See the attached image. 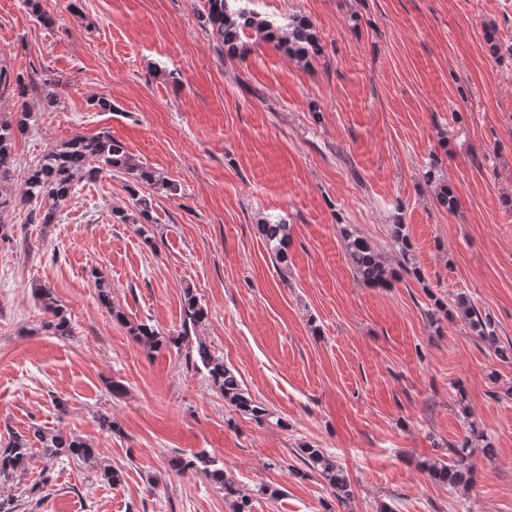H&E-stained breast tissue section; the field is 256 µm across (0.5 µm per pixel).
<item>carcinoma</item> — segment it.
Wrapping results in <instances>:
<instances>
[{
	"label": "carcinoma",
	"instance_id": "obj_1",
	"mask_svg": "<svg viewBox=\"0 0 512 512\" xmlns=\"http://www.w3.org/2000/svg\"><path fill=\"white\" fill-rule=\"evenodd\" d=\"M249 0H207V9L199 16L200 26L211 36L214 49L221 58L240 57L246 50L243 36L246 30L258 32L261 39L299 62H309L323 53V46L311 21L298 14L288 16L286 22L277 23L261 19L247 7ZM29 14L42 26L55 25V18L42 9L41 0H22ZM14 91L20 99V106L10 116L0 115V224L6 214L21 204L30 205L27 214L29 224H56L61 209L70 198L74 185L82 181L93 182L104 174L114 171L127 177V190L131 206L112 211L114 220L120 224L136 226V232L145 233V225L153 223V211L157 200L151 193H141V188L150 186L172 196L177 187L168 182L153 167L132 160L126 147L103 131L91 137L76 135L57 145L49 147L37 161L29 166L22 177H17L15 167V144L35 121L36 113L58 108L64 95L65 83L45 74L38 81H24L21 74L11 72L0 65V90ZM439 161L432 157L426 172L427 180L436 183V199L439 205L453 210L458 202L455 190L438 174ZM271 259L283 262L287 259L290 228L282 220H266L258 225ZM344 247L354 274L372 288H390L395 280L405 276L421 278L420 271L411 263L414 245L407 226L392 225V240L395 246L394 262L380 252L366 237L341 227ZM33 296L40 310L48 317L42 319L38 330L54 336L71 334V321L59 303L52 288L38 285ZM97 297L118 323L129 327L132 338L141 345L157 349L173 345L185 348L186 362L201 367L207 372L210 385L224 398V403L233 411L263 423L275 418V425L287 426L281 417H274L264 403L259 402L243 388L237 373L224 364V359L215 355L210 347L197 336L198 329L208 321V310L197 298L193 289L183 290L182 320L180 331L171 336L146 323H132L124 311L112 304V288L108 281H97ZM436 311L444 317H459L468 328L488 345L502 360L512 363V343L499 344L498 336L488 315L473 305L464 296L453 303L436 298ZM484 438L483 433L470 428L469 436L457 444L448 445L451 463L433 464L429 467L434 480L456 487L469 481L471 467L468 464L473 453L472 442ZM47 458L67 457L74 461L92 463L96 451L90 443L78 437H65L60 433L35 427L29 433L11 432L4 447L0 448V481L13 477L25 469L35 453ZM303 463L302 469H291V474L301 479L316 474L327 484L336 501L347 504L353 498V490L343 468L322 449L304 445L295 449ZM168 467L178 475L195 474L205 477L224 489V499L230 502L233 512H250L248 503L252 494L274 499L279 490L260 485L250 494L241 489L233 478L224 471V463L201 449L168 460Z\"/></svg>",
	"mask_w": 512,
	"mask_h": 512
}]
</instances>
